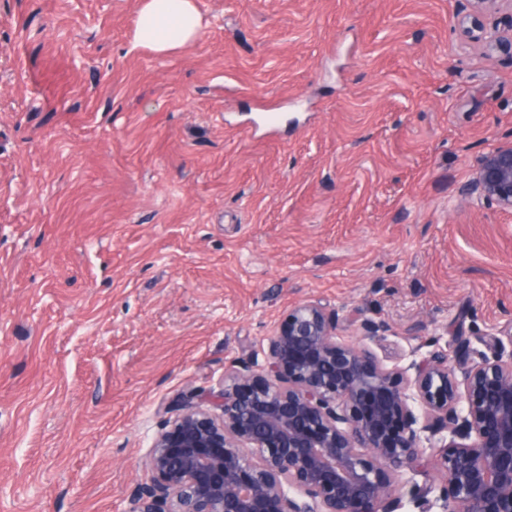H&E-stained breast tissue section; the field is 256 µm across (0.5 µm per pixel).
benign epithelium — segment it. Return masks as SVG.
<instances>
[{"label": "benign epithelium", "mask_w": 512, "mask_h": 512, "mask_svg": "<svg viewBox=\"0 0 512 512\" xmlns=\"http://www.w3.org/2000/svg\"><path fill=\"white\" fill-rule=\"evenodd\" d=\"M464 31L501 44L477 15ZM461 196L512 210L511 141L479 158ZM489 345L492 358L435 350L388 369L341 339L338 316L298 303L264 364L177 397L125 512H405L403 484L431 462L442 482L420 512H512V352L494 333ZM418 424L437 443L423 447Z\"/></svg>", "instance_id": "1"}]
</instances>
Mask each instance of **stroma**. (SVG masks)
<instances>
[{"label":"stroma","instance_id":"stroma-1","mask_svg":"<svg viewBox=\"0 0 512 512\" xmlns=\"http://www.w3.org/2000/svg\"><path fill=\"white\" fill-rule=\"evenodd\" d=\"M195 2L161 55L141 0H0V512H125L297 303L390 368L512 331V212L459 194L512 141L474 0ZM202 28L194 0H143L135 44L157 54H168L193 43ZM464 31L485 48L497 49L501 44V39L496 32L487 31L481 24L479 14L469 18Z\"/></svg>","mask_w":512,"mask_h":512}]
</instances>
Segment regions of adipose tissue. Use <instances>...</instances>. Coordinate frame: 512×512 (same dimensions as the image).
Listing matches in <instances>:
<instances>
[{
  "label": "adipose tissue",
  "instance_id": "ef3b65f1",
  "mask_svg": "<svg viewBox=\"0 0 512 512\" xmlns=\"http://www.w3.org/2000/svg\"><path fill=\"white\" fill-rule=\"evenodd\" d=\"M201 28L202 17L195 0H143L135 43L168 54L193 43Z\"/></svg>",
  "mask_w": 512,
  "mask_h": 512
}]
</instances>
